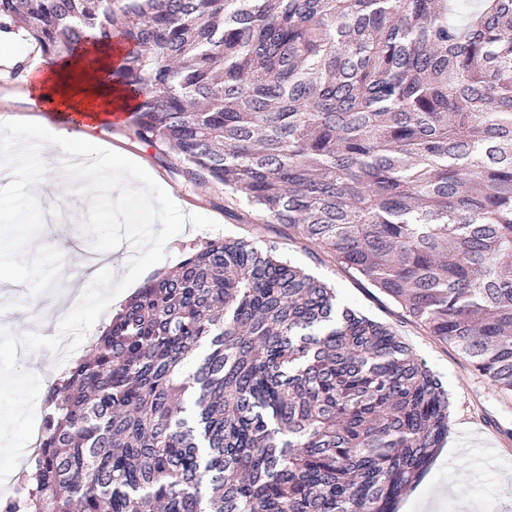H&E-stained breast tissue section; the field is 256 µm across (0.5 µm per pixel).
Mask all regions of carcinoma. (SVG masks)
Segmentation results:
<instances>
[{"mask_svg":"<svg viewBox=\"0 0 512 512\" xmlns=\"http://www.w3.org/2000/svg\"><path fill=\"white\" fill-rule=\"evenodd\" d=\"M0 31L120 54L129 130L183 183L512 395V0H0ZM44 402L0 512H397L449 428L392 328L243 238L147 279Z\"/></svg>","mask_w":512,"mask_h":512,"instance_id":"cac0c4a2","label":"carcinoma"}]
</instances>
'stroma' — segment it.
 I'll use <instances>...</instances> for the list:
<instances>
[{
    "label": "stroma",
    "instance_id": "stroma-1",
    "mask_svg": "<svg viewBox=\"0 0 512 512\" xmlns=\"http://www.w3.org/2000/svg\"><path fill=\"white\" fill-rule=\"evenodd\" d=\"M17 54V60L0 66V104L10 115L24 118L32 115L34 106L18 67L37 63L41 54L22 36ZM86 136L139 156L183 212L220 223L217 231L185 226L169 241L168 256L154 265V272L176 270L190 248L216 237L244 238L259 245L276 242L281 255L335 288L340 305L392 327L415 357L441 378L450 401L448 440L426 474L403 495L398 512H512V397L483 381L460 351L407 319L388 296L304 240L296 229L267 223L256 213L237 222L212 206L211 186L182 188L178 161L158 160L155 149L134 139L126 126L91 129ZM18 137L29 143L28 152L14 156L0 151V163L20 172L19 177L0 179V275L16 280L15 286L0 288V328L22 337L36 330L28 316L31 307L56 321L68 311L60 299L81 271L82 243L75 235L88 202L63 194L58 185L60 158L45 150L38 125L19 135L11 126H0V144Z\"/></svg>",
    "mask_w": 512,
    "mask_h": 512
}]
</instances>
